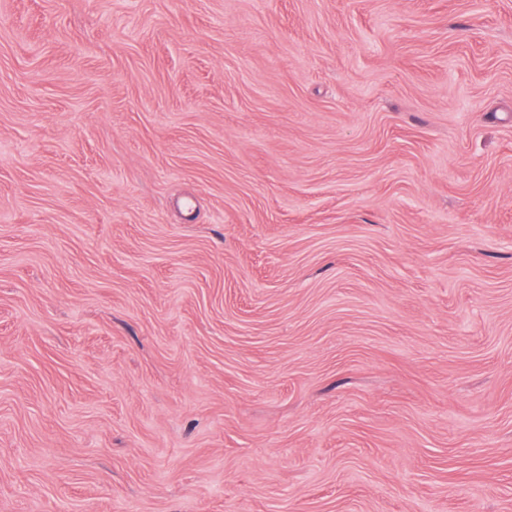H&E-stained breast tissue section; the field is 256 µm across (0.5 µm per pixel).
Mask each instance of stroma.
Returning a JSON list of instances; mask_svg holds the SVG:
<instances>
[{"label":"stroma","instance_id":"35a3bbf8","mask_svg":"<svg viewBox=\"0 0 512 512\" xmlns=\"http://www.w3.org/2000/svg\"><path fill=\"white\" fill-rule=\"evenodd\" d=\"M0 512H512V0H0Z\"/></svg>","mask_w":512,"mask_h":512}]
</instances>
